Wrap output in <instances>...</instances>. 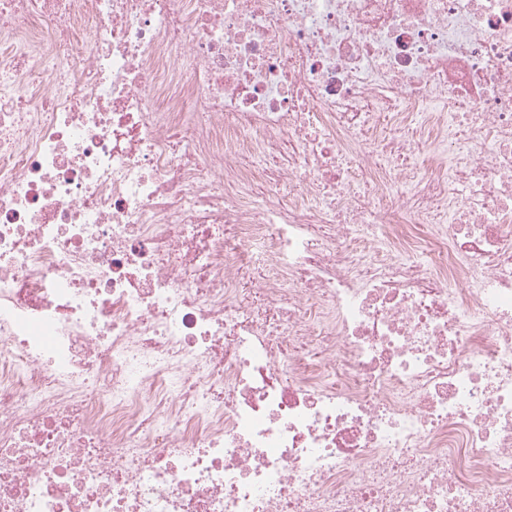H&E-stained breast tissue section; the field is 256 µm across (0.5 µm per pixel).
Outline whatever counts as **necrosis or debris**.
Listing matches in <instances>:
<instances>
[{
    "mask_svg": "<svg viewBox=\"0 0 512 512\" xmlns=\"http://www.w3.org/2000/svg\"><path fill=\"white\" fill-rule=\"evenodd\" d=\"M0 45V512H512V0Z\"/></svg>",
    "mask_w": 512,
    "mask_h": 512,
    "instance_id": "necrosis-or-debris-1",
    "label": "necrosis or debris"
}]
</instances>
